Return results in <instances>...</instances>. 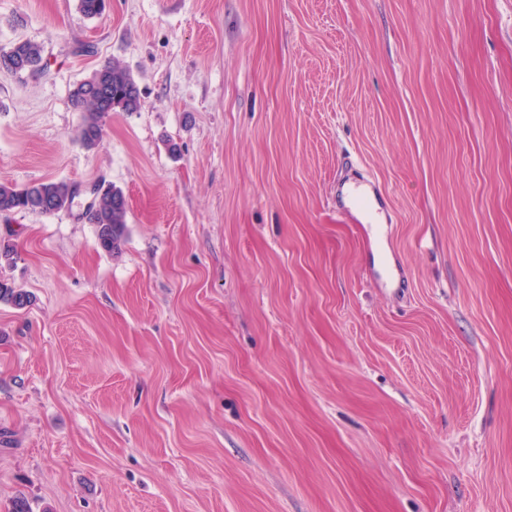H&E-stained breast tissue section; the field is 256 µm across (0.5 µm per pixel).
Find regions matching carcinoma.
<instances>
[{
  "label": "carcinoma",
  "instance_id": "cac0c4a2",
  "mask_svg": "<svg viewBox=\"0 0 512 512\" xmlns=\"http://www.w3.org/2000/svg\"><path fill=\"white\" fill-rule=\"evenodd\" d=\"M42 61L40 45L18 40L9 48H0V62L6 70L18 74L35 71ZM76 107L84 112L80 141L87 148L100 145L103 120L112 112L139 110L140 90L129 70L117 61L108 63L87 79L77 83L71 91ZM76 193L64 181H45L17 188L0 184V214L28 211L37 214H55L71 209ZM88 219L96 225L100 246L113 252L119 249L126 233V199L114 185L101 187L96 204L87 210ZM0 302L23 309L32 302V295L0 280Z\"/></svg>",
  "mask_w": 512,
  "mask_h": 512
}]
</instances>
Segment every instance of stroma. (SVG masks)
<instances>
[{
  "mask_svg": "<svg viewBox=\"0 0 512 512\" xmlns=\"http://www.w3.org/2000/svg\"><path fill=\"white\" fill-rule=\"evenodd\" d=\"M19 39L0 183L80 193L0 215V512H512V0H0ZM1 59V56H5ZM1 63L6 68L0 70L18 74L26 71H35L42 61V48L37 43L28 40L15 41L9 48H0ZM10 65H7L6 62ZM102 85L106 106L94 94V87ZM76 107L84 112L80 141L87 148L99 146L102 141L103 120L112 112H136L141 105L140 90L129 70L117 61L102 66L87 79L77 83L71 91ZM346 197L348 202L363 206L373 214H379L382 209L374 189L365 181H354ZM88 219L96 225L100 246L108 251L118 250L126 233V199L114 185L102 186L96 204L87 209ZM32 295L27 291L0 280V302L23 309L32 302Z\"/></svg>",
  "mask_w": 512,
  "mask_h": 512,
  "instance_id": "obj_1",
  "label": "stroma"
}]
</instances>
